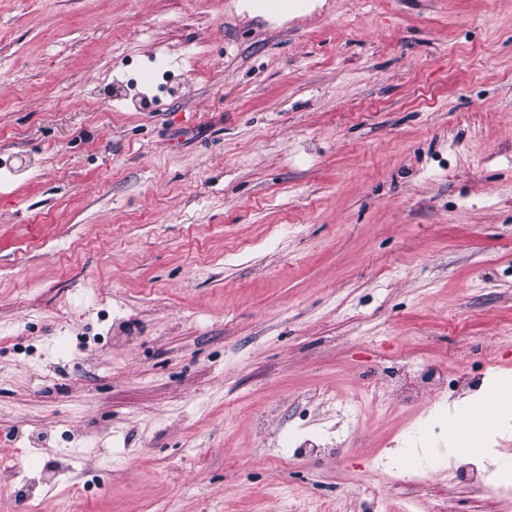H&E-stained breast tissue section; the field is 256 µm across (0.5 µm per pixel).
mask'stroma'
I'll return each instance as SVG.
<instances>
[{
  "instance_id": "obj_1",
  "label": "stroma",
  "mask_w": 512,
  "mask_h": 512,
  "mask_svg": "<svg viewBox=\"0 0 512 512\" xmlns=\"http://www.w3.org/2000/svg\"><path fill=\"white\" fill-rule=\"evenodd\" d=\"M496 381L512 0H0V512H512ZM241 7L248 12L265 11L270 18L281 19L288 18L291 12L300 11L302 4L293 0H272V7H267L268 0H241Z\"/></svg>"
}]
</instances>
